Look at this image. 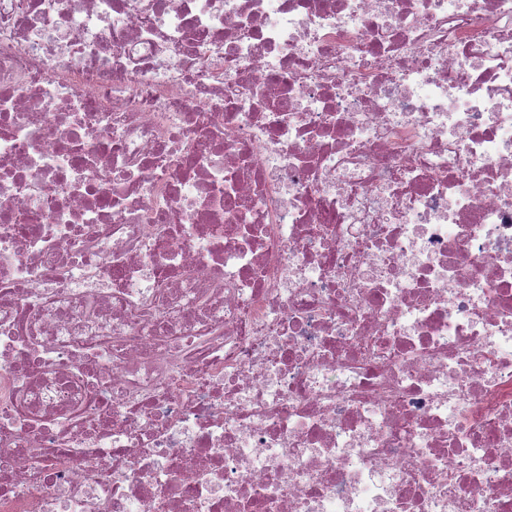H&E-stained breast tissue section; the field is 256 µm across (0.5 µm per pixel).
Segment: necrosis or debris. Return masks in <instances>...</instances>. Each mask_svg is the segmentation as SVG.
<instances>
[{"label":"necrosis or debris","mask_w":512,"mask_h":512,"mask_svg":"<svg viewBox=\"0 0 512 512\" xmlns=\"http://www.w3.org/2000/svg\"><path fill=\"white\" fill-rule=\"evenodd\" d=\"M0 512H512V0H0Z\"/></svg>","instance_id":"4bbe7bcc"}]
</instances>
